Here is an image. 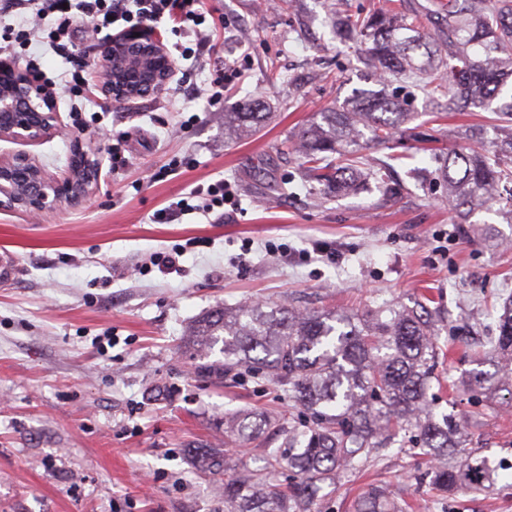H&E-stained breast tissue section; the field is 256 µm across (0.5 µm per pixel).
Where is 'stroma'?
Instances as JSON below:
<instances>
[{"label":"stroma","mask_w":512,"mask_h":512,"mask_svg":"<svg viewBox=\"0 0 512 512\" xmlns=\"http://www.w3.org/2000/svg\"><path fill=\"white\" fill-rule=\"evenodd\" d=\"M333 3L293 0L285 10L206 0L215 53L179 61L164 93L125 105L100 90L102 36L75 28L86 52L80 108L102 177L82 206L0 211V256L16 268L0 280V512H224L217 488L225 474L260 465L282 443L270 430L225 444V411L277 418L290 406L267 379L199 377L180 345L203 313L251 302L358 312L425 303L441 347L438 409L454 413L467 447L482 449L500 474L478 495L440 490L427 477L431 461L398 438L331 484L320 512H350L373 485L407 512H512V399L478 401L460 385L512 296V246L489 247L475 230L491 224L512 239V224L495 210L457 223L440 184L408 176L448 147L492 148L499 123L488 110L452 112L413 90L402 134L363 148L395 156L404 197L388 202L374 187L322 197L289 141L318 112L376 87L360 47L326 25ZM222 60L238 75L216 104L207 88ZM252 99L271 120L243 138L225 134V113ZM58 106L61 132L0 141V157L23 152L62 177L75 127L67 95ZM468 127L479 128L477 138H461ZM116 132L126 136L121 164L108 150ZM183 157L192 165L167 173ZM218 180L232 193L231 219L195 211L154 223L158 210ZM276 184L282 194H273ZM176 245L185 250L180 270L161 273L158 255ZM192 448L223 453L225 474L198 471Z\"/></svg>","instance_id":"1"}]
</instances>
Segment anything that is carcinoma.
I'll use <instances>...</instances> for the list:
<instances>
[{
	"label": "carcinoma",
	"instance_id": "cac0c4a2",
	"mask_svg": "<svg viewBox=\"0 0 512 512\" xmlns=\"http://www.w3.org/2000/svg\"><path fill=\"white\" fill-rule=\"evenodd\" d=\"M437 20V37L423 21ZM328 25L343 42L363 46V63L382 84L426 82L448 95V109L472 106L494 112L508 130L491 153L450 151L435 156L433 179L455 203L457 223L483 210L512 184V0H433L422 5L396 0L389 9L355 17L328 13ZM394 94L363 90L339 109L321 112L298 135L297 152L307 176L327 193L348 194L375 182L396 198L386 165L360 153L364 139L386 144L409 120ZM269 119L257 102L224 113V132L244 136ZM493 351L512 362V300L498 318ZM220 358L213 360L214 348ZM437 336L423 313L379 309L305 311L285 304H245L212 309L190 327L185 354L204 376L222 380L244 369L269 378L288 400L304 407L310 421L279 423L283 443L268 452V464L224 480V512H318L324 485L363 464L372 449L403 431L413 433L420 454L434 460L433 481L449 491H484L499 473L489 458L461 444L450 413L436 416L431 393L439 355ZM468 390L486 399L512 396V369L472 371ZM271 418L253 410L224 413V437L245 442L264 433ZM197 468L211 472L222 459L208 448L192 450ZM298 478L290 492L276 484L277 469ZM352 512H401L382 486H372Z\"/></svg>",
	"mask_w": 512,
	"mask_h": 512
}]
</instances>
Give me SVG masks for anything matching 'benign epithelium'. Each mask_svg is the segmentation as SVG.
Listing matches in <instances>:
<instances>
[{"mask_svg":"<svg viewBox=\"0 0 512 512\" xmlns=\"http://www.w3.org/2000/svg\"><path fill=\"white\" fill-rule=\"evenodd\" d=\"M175 62L162 40L135 28L107 40L101 57L106 100L129 101L166 89ZM59 129L57 94L43 78L10 58H0V140L38 141ZM102 163L80 134L72 136L68 171L49 177L29 156L0 159V210L39 214L61 204L82 205L97 185Z\"/></svg>","mask_w":512,"mask_h":512,"instance_id":"7a95c632","label":"benign epithelium"}]
</instances>
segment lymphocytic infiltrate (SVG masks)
<instances>
[{
	"instance_id": "1",
	"label": "lymphocytic infiltrate",
	"mask_w": 512,
	"mask_h": 512,
	"mask_svg": "<svg viewBox=\"0 0 512 512\" xmlns=\"http://www.w3.org/2000/svg\"><path fill=\"white\" fill-rule=\"evenodd\" d=\"M16 6L25 11L26 17L8 32L10 43L23 49L44 40L55 54L73 62L75 69L64 90L76 97L83 93L85 79L82 58L71 36L73 24L89 23L99 32L121 33L132 27L164 22L174 35L196 37L197 50L208 46L200 30L206 21L203 0H21L17 5L6 0L4 8L9 11ZM50 13L59 14L60 22L55 29L47 31L40 27L39 21Z\"/></svg>"
}]
</instances>
